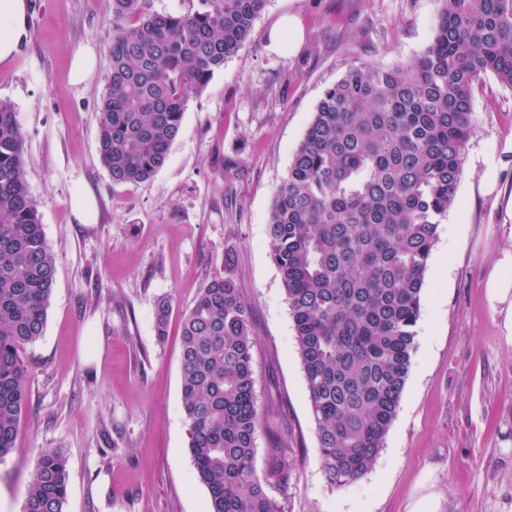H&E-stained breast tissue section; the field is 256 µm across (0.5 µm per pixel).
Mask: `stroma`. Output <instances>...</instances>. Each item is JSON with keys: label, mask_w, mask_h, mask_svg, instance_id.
<instances>
[{"label": "stroma", "mask_w": 512, "mask_h": 512, "mask_svg": "<svg viewBox=\"0 0 512 512\" xmlns=\"http://www.w3.org/2000/svg\"><path fill=\"white\" fill-rule=\"evenodd\" d=\"M29 37L0 63V100L24 138L56 282L42 337L27 346L18 450L0 463V512H21L44 449L68 459L65 512H205L188 448L179 328L199 290L231 276L253 311L256 472L290 448L285 512H512V334L487 282L512 250V89L483 76L456 203L425 277L411 370L370 472L338 488L321 469L315 424L267 224L274 195L325 90L363 59L412 62L431 41L437 0H268L250 39L191 97L164 166L113 182L97 151L112 46V0H26ZM296 16L287 51L270 33ZM93 77L73 83L74 51ZM240 155L243 177L224 174ZM494 193L483 194L487 172ZM87 193L91 222L70 201ZM170 298L166 337L156 303ZM95 56L94 51L89 48H81L74 53L71 64V78L76 84L87 81L94 69Z\"/></svg>", "instance_id": "obj_1"}]
</instances>
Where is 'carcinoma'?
Wrapping results in <instances>:
<instances>
[{
    "label": "carcinoma",
    "mask_w": 512,
    "mask_h": 512,
    "mask_svg": "<svg viewBox=\"0 0 512 512\" xmlns=\"http://www.w3.org/2000/svg\"><path fill=\"white\" fill-rule=\"evenodd\" d=\"M431 43L386 68L352 65L326 90L280 183L267 228L285 288L327 481L373 467L416 350L425 276L455 203L473 134V91L490 73L512 88V0H437ZM267 0H193L182 15L112 0V49L97 144L116 183L150 182L186 104L250 37ZM38 208L26 187L24 138L0 102V461L16 451L27 403L22 351L46 323L55 282ZM170 300L156 304L166 334ZM252 313L216 276L184 313L182 408L209 493L206 512H284L289 448L255 468L261 427ZM67 458L42 452L22 512H64Z\"/></svg>",
    "instance_id": "carcinoma-1"
}]
</instances>
